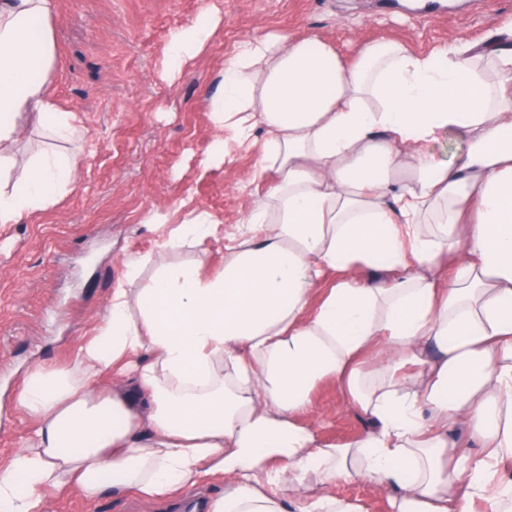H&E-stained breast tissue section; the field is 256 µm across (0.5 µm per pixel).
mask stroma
<instances>
[{
	"label": "stroma",
	"mask_w": 512,
	"mask_h": 512,
	"mask_svg": "<svg viewBox=\"0 0 512 512\" xmlns=\"http://www.w3.org/2000/svg\"><path fill=\"white\" fill-rule=\"evenodd\" d=\"M419 0H56L49 19L54 62L48 84L57 105L75 116L77 134L53 138L21 115V140L11 179L45 153L77 158L72 185L52 204L15 224H0V460L9 459L36 425L14 400L28 369L65 365L106 314L125 260L142 261L141 282L162 263L203 261L224 266V233L235 230L257 195L250 178L255 152L236 148L219 131L210 104L237 44L266 28L333 46L354 63L366 44L390 38L413 54L445 41L482 43L498 22L512 19V0H443L439 15L419 17ZM220 24L197 57L169 73L172 35L205 13ZM223 161L201 167L215 139ZM220 233L199 255L170 245L173 229L192 210ZM159 212L165 223L150 224ZM322 443L340 446L369 426L343 407L331 381L313 391ZM46 512H179L105 491L87 504L76 491L51 497Z\"/></svg>",
	"instance_id": "1"
}]
</instances>
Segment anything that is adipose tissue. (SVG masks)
I'll list each match as a JSON object with an SVG mask.
<instances>
[{"mask_svg": "<svg viewBox=\"0 0 512 512\" xmlns=\"http://www.w3.org/2000/svg\"><path fill=\"white\" fill-rule=\"evenodd\" d=\"M55 0H0V170L28 113L67 139L54 103ZM206 19L167 46L172 67L213 34ZM512 21L479 45L411 54L336 51L264 29L240 42L212 100L217 128L260 146L256 197L224 243L222 272L136 262L71 365L39 364L18 406L37 427L0 466V512H46L50 495L106 488L175 499L206 477L200 512H363L306 482L360 480L393 512H506L512 504ZM264 127V143L254 138ZM455 162L427 148L446 130ZM412 159L396 178L400 155ZM74 158L47 154L0 191V224L45 208ZM373 353L378 380L361 358ZM336 380L372 425L319 443L312 392ZM463 429L468 441L449 439Z\"/></svg>", "mask_w": 512, "mask_h": 512, "instance_id": "1", "label": "adipose tissue"}]
</instances>
